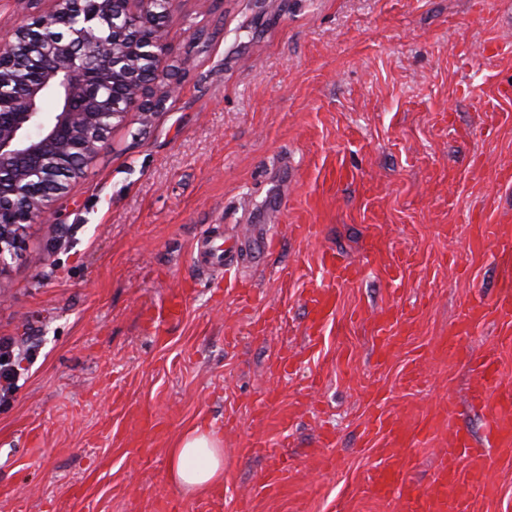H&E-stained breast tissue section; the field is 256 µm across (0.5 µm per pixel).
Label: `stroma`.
I'll return each instance as SVG.
<instances>
[{
  "label": "stroma",
  "instance_id": "stroma-1",
  "mask_svg": "<svg viewBox=\"0 0 512 512\" xmlns=\"http://www.w3.org/2000/svg\"><path fill=\"white\" fill-rule=\"evenodd\" d=\"M167 31L177 92L108 134L0 274V341L36 347L0 402V512H397L369 485L384 461L371 416L446 417L406 466L425 486L448 427L484 433L475 374L440 343L462 303L500 287L471 239L512 225V0H181ZM212 224L241 287L195 262ZM324 248L362 273L310 351ZM181 288L183 317L147 329ZM409 310L377 361L376 317ZM199 425L221 437L224 481L195 496L167 462Z\"/></svg>",
  "mask_w": 512,
  "mask_h": 512
}]
</instances>
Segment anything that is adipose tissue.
<instances>
[{
	"instance_id": "ef3b65f1",
	"label": "adipose tissue",
	"mask_w": 512,
	"mask_h": 512,
	"mask_svg": "<svg viewBox=\"0 0 512 512\" xmlns=\"http://www.w3.org/2000/svg\"><path fill=\"white\" fill-rule=\"evenodd\" d=\"M169 481L188 494H201L224 481V450L211 430L197 426L185 432L168 456Z\"/></svg>"
}]
</instances>
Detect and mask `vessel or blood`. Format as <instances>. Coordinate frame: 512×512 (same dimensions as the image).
Instances as JSON below:
<instances>
[{"instance_id": "obj_1", "label": "vessel or blood", "mask_w": 512, "mask_h": 512, "mask_svg": "<svg viewBox=\"0 0 512 512\" xmlns=\"http://www.w3.org/2000/svg\"><path fill=\"white\" fill-rule=\"evenodd\" d=\"M481 245L492 247V258L504 277L503 290L492 300L467 301L459 310L448 334L445 349L449 360L467 355L478 381L472 389L471 402L484 415L485 444L490 454L479 453L472 445L468 430L457 428L448 435L446 461L436 472L429 486H422L406 474L404 461L413 448L428 445L439 431L436 418L407 422L403 417L378 416L371 424L372 434H384L389 448V463L376 467L371 486L376 495L393 497L401 512H476L478 500L489 499L497 489L488 472L492 464L512 458V381L506 380L499 365L498 350L512 344V226L483 223L477 227ZM197 259L216 268L226 287H235L230 268L225 267L221 253L213 245L211 233L197 241ZM320 265L328 276L327 283L308 289L306 341L317 347L327 324L333 319L338 302L336 288L355 280L360 270L335 250L323 251ZM186 298L173 292L162 300L153 320L164 325L179 320ZM494 324V338L478 350L462 352L464 340L474 336L485 324ZM404 321L385 314L377 319L378 359L390 357L397 347L398 336L404 335Z\"/></svg>"}]
</instances>
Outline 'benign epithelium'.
Listing matches in <instances>:
<instances>
[{"mask_svg":"<svg viewBox=\"0 0 512 512\" xmlns=\"http://www.w3.org/2000/svg\"><path fill=\"white\" fill-rule=\"evenodd\" d=\"M49 10L0 44V274L25 225L53 216L54 202L99 154L130 112L173 94L158 84L170 47L155 0H50ZM25 65L22 89L3 95ZM55 109L42 112L44 98Z\"/></svg>","mask_w":512,"mask_h":512,"instance_id":"7a95c632","label":"benign epithelium"}]
</instances>
